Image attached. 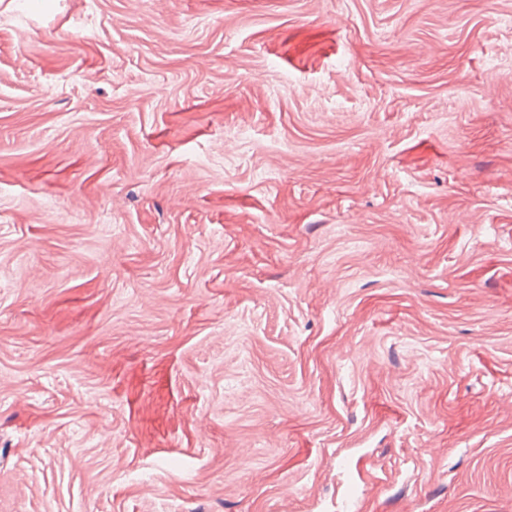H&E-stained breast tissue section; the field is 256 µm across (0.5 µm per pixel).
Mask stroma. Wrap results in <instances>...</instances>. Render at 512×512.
<instances>
[{
	"instance_id": "stroma-1",
	"label": "stroma",
	"mask_w": 512,
	"mask_h": 512,
	"mask_svg": "<svg viewBox=\"0 0 512 512\" xmlns=\"http://www.w3.org/2000/svg\"><path fill=\"white\" fill-rule=\"evenodd\" d=\"M0 512H512V0H0Z\"/></svg>"
}]
</instances>
